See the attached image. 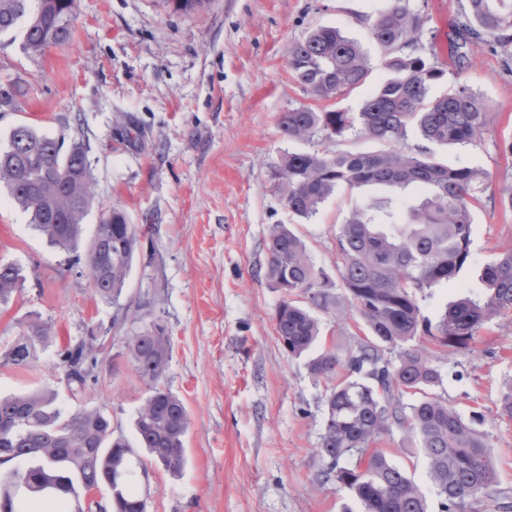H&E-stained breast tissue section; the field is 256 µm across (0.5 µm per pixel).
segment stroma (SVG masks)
<instances>
[{
	"instance_id": "obj_1",
	"label": "stroma",
	"mask_w": 512,
	"mask_h": 512,
	"mask_svg": "<svg viewBox=\"0 0 512 512\" xmlns=\"http://www.w3.org/2000/svg\"><path fill=\"white\" fill-rule=\"evenodd\" d=\"M387 0H204L185 15L171 0H77L74 37L39 57L0 36V82L25 87L14 111L0 112V145L14 126L83 144L93 202L83 225L90 242L113 208L149 233L138 249L118 302L99 297L84 264L51 245L0 188V261L21 267L25 281L0 307V350L38 321L53 336L37 364L0 363V396L44 390L63 413L105 409L114 436L135 439V418L148 389L127 347L128 315L142 309L171 340L164 383L186 405V465L178 475L151 467L147 512H356L335 481L320 477L327 383L314 378L309 355L282 346L274 316L283 299L265 277L266 241L275 224H294L318 269L339 282L336 228L354 203L392 198L396 212L423 193L391 195L365 186L329 197L310 220L293 223L274 191V170L291 152H376L384 142L346 134L292 140L277 119L296 107L358 111L389 78L383 53L364 22ZM427 22L417 54L444 70L431 96L455 83L488 105L478 144L430 145L448 166H476L486 179L472 213L470 262L455 283L427 290L419 303L430 320L456 296H484L479 278L500 247L512 246V211L501 198L512 187V44L452 53L462 0H406ZM317 26H335L366 52V82L336 100H319L290 76L288 46ZM320 348L340 358L355 349L359 318L342 303L321 312ZM94 340L97 363L74 394L57 365L59 349ZM441 373L431 394L442 397L489 446L497 475L486 512H512V419L501 416L512 390V313L486 323L468 348L415 337ZM380 448L425 494L438 498L428 463L403 430Z\"/></svg>"
}]
</instances>
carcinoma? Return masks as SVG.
<instances>
[{"mask_svg":"<svg viewBox=\"0 0 512 512\" xmlns=\"http://www.w3.org/2000/svg\"><path fill=\"white\" fill-rule=\"evenodd\" d=\"M76 0H0V35L19 32L23 52L39 56L72 39ZM464 48L484 34L512 29V0H468ZM426 18L405 0H390L368 19L371 38L382 49L393 76L366 98L359 111H315L309 107L280 113L285 136L325 140L354 132L386 141L378 153L293 152L281 158L275 189L288 212L313 217L337 188L354 190L380 184L397 193L410 186L424 192L421 202L396 218L391 203L354 206L336 230V267L341 300L363 320L365 338L341 359L333 348L311 361V373L330 383L319 456L324 477L334 480L360 503L362 512H429L419 486L386 453L375 447L396 425L418 441L439 498V512H466L491 496L497 482L488 445L446 402L425 392L441 375L426 351L410 341L419 333L438 345L466 348L497 315L512 312V247L486 264L480 279L483 299L460 297L448 303L434 324L422 313L417 294L452 283L470 254L472 208L485 173L475 167H449L425 150L405 149L408 131L438 145H469L481 140L487 104L467 85L431 99L432 84L445 72L403 49L419 44ZM288 67L313 96L334 100L364 83L371 67L357 41L332 26L309 30L288 48ZM24 96L17 82H0V109H12ZM84 148L41 133L22 122L0 148V185L15 205L30 212L31 223L57 247L76 252L81 226L92 203L89 178L76 161ZM140 245L136 225L112 209L98 224L87 249V272L98 295L118 300ZM265 276L284 293L275 314V331L292 356L308 351L321 336L314 314L330 304L329 277L317 269L302 239L287 225L272 227ZM23 282L21 269L0 262V305L9 303ZM51 328L33 323L0 355L16 368H31L50 339ZM136 371L149 394L137 410L138 447L150 462L177 475L186 464L185 437L190 419L184 402L163 384L170 339L163 325H150L128 337ZM399 349L397 361L385 350ZM71 392L84 389L86 363L96 360L93 342L66 346L58 354ZM420 393L411 404L403 394ZM51 394L34 392L0 397V464L22 461L27 492L15 489V473L0 478V512H83L81 494L102 485L110 491L112 512H146L139 478L149 479L135 448L112 438L109 416L101 409L67 416L53 407Z\"/></svg>","mask_w":512,"mask_h":512,"instance_id":"carcinoma-1","label":"carcinoma"}]
</instances>
